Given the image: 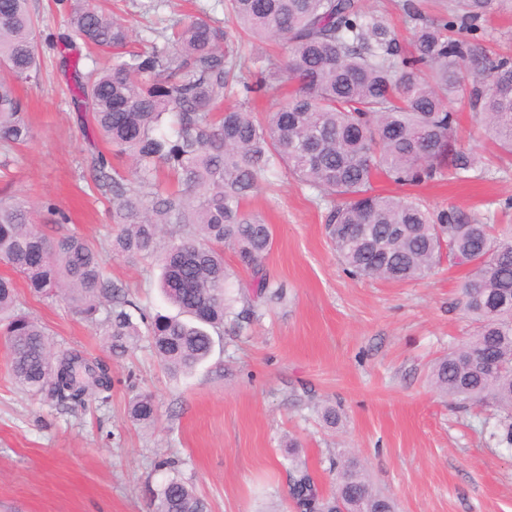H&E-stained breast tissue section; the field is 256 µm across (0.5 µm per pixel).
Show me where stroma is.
I'll return each instance as SVG.
<instances>
[{"mask_svg":"<svg viewBox=\"0 0 512 512\" xmlns=\"http://www.w3.org/2000/svg\"><path fill=\"white\" fill-rule=\"evenodd\" d=\"M142 2L122 0L118 12L141 49L148 28L203 5L211 19L232 24L220 0H165L155 12ZM29 8L39 19L43 67L37 83L17 87L32 137L0 148V194L25 195L49 237L75 232L102 246L112 283L147 313L173 314L156 286L154 260L106 249L117 228L111 201L93 188V133L72 111L57 69L54 43L66 15L54 0H29ZM477 36L512 56V0H498ZM450 109L480 165L463 179L447 173L415 187L381 180L376 190L512 225V165L492 163L495 146L460 100ZM244 209L273 227L263 272L283 297L256 300L251 316L225 318L211 356L193 373L167 372L142 322L125 354L114 355L101 325L109 302L93 323L66 302L20 288L23 310L46 327L55 348L107 367L112 390L108 401L62 407L12 381L0 346V512H152L154 494L173 477L192 486L207 512H296L293 440L326 491L337 462L352 455L398 512H512V449L492 436L495 408L459 407L431 381L435 361L473 332L458 304L464 267L444 260L427 277L399 283L348 275L325 235V204L277 171ZM143 392L155 399L151 424L129 416ZM328 407L340 415L336 426L322 420Z\"/></svg>","mask_w":512,"mask_h":512,"instance_id":"stroma-1","label":"stroma"}]
</instances>
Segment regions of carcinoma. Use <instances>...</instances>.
Instances as JSON below:
<instances>
[{
  "label": "carcinoma",
  "instance_id": "1",
  "mask_svg": "<svg viewBox=\"0 0 512 512\" xmlns=\"http://www.w3.org/2000/svg\"><path fill=\"white\" fill-rule=\"evenodd\" d=\"M67 13L60 36L61 66L70 103L130 170L112 169L93 151V187L112 200L114 256L156 258L160 288L176 315H148L104 274L100 252L71 233L52 240L37 211L16 195L0 197V264L22 277L36 296L60 298L88 320L112 303L106 335L125 351L138 335L131 311L146 322L150 347L170 371L189 374L212 353L210 330L232 313L224 248L259 276L256 296L279 297L261 275L273 245L272 226L243 208L259 180L276 169L329 204L328 239L357 278L422 279L443 251L468 268L460 305L474 324L462 346L434 364V386L464 402L498 408L512 419V232L456 210L432 212L410 198L374 188L384 177L397 185L430 181L448 168L458 177L476 164L457 143L449 102L462 91L476 123L500 156L512 159V58L484 48L474 33L493 0H449L450 18L425 19L414 0L402 9L414 22L408 42L365 9L363 0H222L233 27L206 11L154 33L152 49H127L132 30L99 0H60ZM36 19L28 0H0V145L27 142L31 128L16 85L41 72ZM277 39L284 61L270 59L255 91L296 84L263 122L241 105L214 112L242 64L241 33ZM112 55L82 71L81 49ZM16 282L0 276V335L9 374L37 394L84 406L107 392L111 377L77 351L52 352L46 328L20 309ZM156 414L152 395H138L130 416ZM289 494L297 512H395L375 490L357 459L344 461L327 495L306 462L290 461ZM154 512H205L192 488L177 478L157 493Z\"/></svg>",
  "mask_w": 512,
  "mask_h": 512
}]
</instances>
